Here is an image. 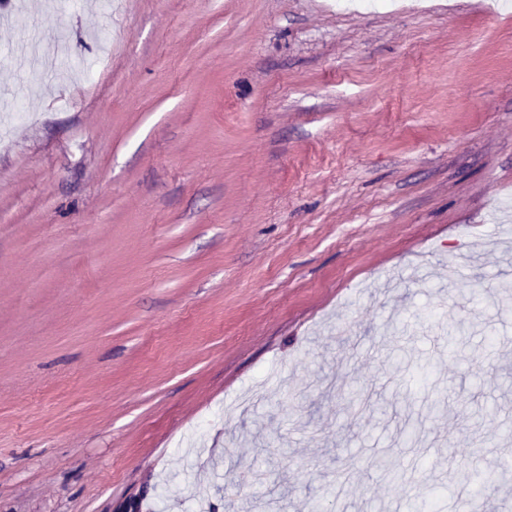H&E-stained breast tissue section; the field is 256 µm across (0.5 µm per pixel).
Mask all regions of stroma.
I'll return each mask as SVG.
<instances>
[{
    "label": "stroma",
    "instance_id": "stroma-1",
    "mask_svg": "<svg viewBox=\"0 0 512 512\" xmlns=\"http://www.w3.org/2000/svg\"><path fill=\"white\" fill-rule=\"evenodd\" d=\"M101 2L44 83L0 22V512H457L512 458V11Z\"/></svg>",
    "mask_w": 512,
    "mask_h": 512
}]
</instances>
